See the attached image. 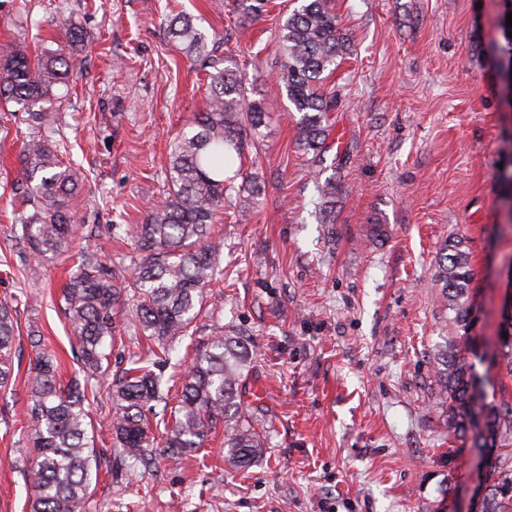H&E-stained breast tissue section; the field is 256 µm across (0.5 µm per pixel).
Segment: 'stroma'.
Instances as JSON below:
<instances>
[{
	"instance_id": "35a3bbf8",
	"label": "stroma",
	"mask_w": 512,
	"mask_h": 512,
	"mask_svg": "<svg viewBox=\"0 0 512 512\" xmlns=\"http://www.w3.org/2000/svg\"><path fill=\"white\" fill-rule=\"evenodd\" d=\"M238 0H0V52L86 46L69 82L55 86L53 141L76 170L79 223L67 251L21 261L17 155L31 133L16 104L0 105V303L17 310L15 381L0 388V512H30L27 468L36 458L25 414L36 355L32 335L61 360L62 385L81 380L62 286L83 247L131 265L128 235L165 196L170 139L204 107L205 81L168 34L194 18L217 57L230 56L246 94L270 119L243 161L260 195L248 219L216 217L223 276L192 334L176 342L171 394L199 343L215 331L256 349L245 380L272 410L269 447L248 473L224 458L215 429L179 461L113 476L109 391L128 350L114 345L90 401L99 479L88 512H470L478 482L471 439L439 402L437 348L456 343L440 297L447 241L471 257L469 336L484 359V401H512L496 336L512 299V225L495 171L512 135V83L496 62L503 0H335L353 38L327 80L340 91L321 159L296 142L299 114L277 80L279 19L271 0L256 21ZM336 181L319 221L318 180Z\"/></svg>"
}]
</instances>
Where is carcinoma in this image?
<instances>
[{
	"instance_id": "carcinoma-1",
	"label": "carcinoma",
	"mask_w": 512,
	"mask_h": 512,
	"mask_svg": "<svg viewBox=\"0 0 512 512\" xmlns=\"http://www.w3.org/2000/svg\"><path fill=\"white\" fill-rule=\"evenodd\" d=\"M505 4L506 13L498 22L504 43L498 51L504 70L512 75V29L506 23L512 0ZM239 7L247 17L258 20L266 13L267 0H243ZM170 34L191 60L208 68L205 108L191 120L192 131L170 144L164 202L149 209L143 223L131 230L138 264L127 273L88 251L69 277L63 298L84 383L61 387L56 354L42 348L41 336L30 337L37 348L26 407L36 425L32 443L37 459L26 474L35 488L31 512H87L98 464L85 402L87 394H96L92 381L103 376L104 363L110 359L104 346L116 341L115 315L124 297L135 301L138 330L156 347L128 353L125 375L112 394V466L126 470L136 464L154 465L150 418L157 417L158 405L168 403L161 389L162 376L155 368L171 361L172 343L188 335L206 290L221 275L214 251L206 245L219 208L227 201L244 214L259 192L254 174L245 175L238 169L231 177L228 172L235 160L242 159L247 136L258 134L267 124L269 115L263 103L245 97L238 70L229 59L211 55L207 35L192 19H175ZM277 36L283 48L280 82L300 113L299 145L316 155L329 137L328 114L338 99V91L324 86L322 74L351 52V38L339 27L334 0H298V6L279 24ZM70 68L60 49L44 51L35 63L23 45L0 56V103L19 105L33 129L20 150L23 180L16 182L15 193L32 207L30 213H19L17 222L22 227L26 259L35 262L61 255L78 223L76 212L70 209L77 173L41 134L56 124L48 103L53 87L66 81ZM504 152L508 161L497 170L496 180L505 190L504 200L512 201V149L506 147ZM239 175L242 184L237 185ZM437 281L448 308L455 313L454 322L468 329L472 273L469 252L461 248V241L445 245ZM16 316L15 309L0 304V387L13 378ZM502 331L505 336H497V345L512 374V315H504ZM251 361L243 336L216 335L196 349V357L184 372L173 410L174 425L163 444L168 457L177 459L199 447L221 420L229 464L246 472L263 456L268 448V408L255 401L244 403L247 390L240 387ZM437 376L448 421L463 432L477 428L474 447L486 459H498L512 438V403L484 404L475 412L473 364L455 345L439 346ZM479 512H512V476L502 474L490 485Z\"/></svg>"
}]
</instances>
